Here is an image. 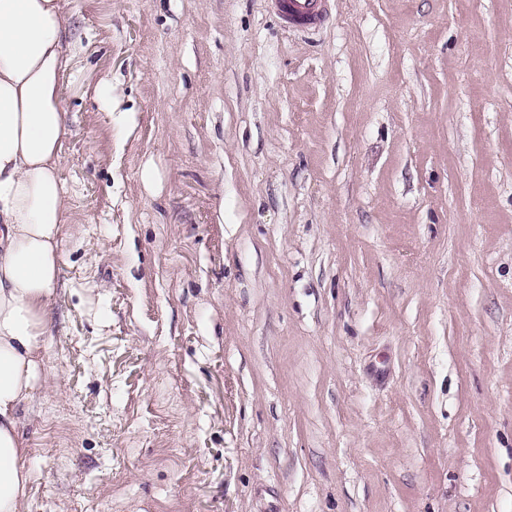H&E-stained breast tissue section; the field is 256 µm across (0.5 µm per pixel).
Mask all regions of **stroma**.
I'll return each instance as SVG.
<instances>
[{
  "instance_id": "35a3bbf8",
  "label": "stroma",
  "mask_w": 512,
  "mask_h": 512,
  "mask_svg": "<svg viewBox=\"0 0 512 512\" xmlns=\"http://www.w3.org/2000/svg\"><path fill=\"white\" fill-rule=\"evenodd\" d=\"M63 4L25 512H512V0ZM272 12L288 28L315 30L328 19L332 0H267Z\"/></svg>"
}]
</instances>
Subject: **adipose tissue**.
Here are the masks:
<instances>
[{
    "label": "adipose tissue",
    "mask_w": 512,
    "mask_h": 512,
    "mask_svg": "<svg viewBox=\"0 0 512 512\" xmlns=\"http://www.w3.org/2000/svg\"><path fill=\"white\" fill-rule=\"evenodd\" d=\"M62 0H0V512H22L21 407L34 391L69 211L58 176Z\"/></svg>",
    "instance_id": "adipose-tissue-1"
}]
</instances>
